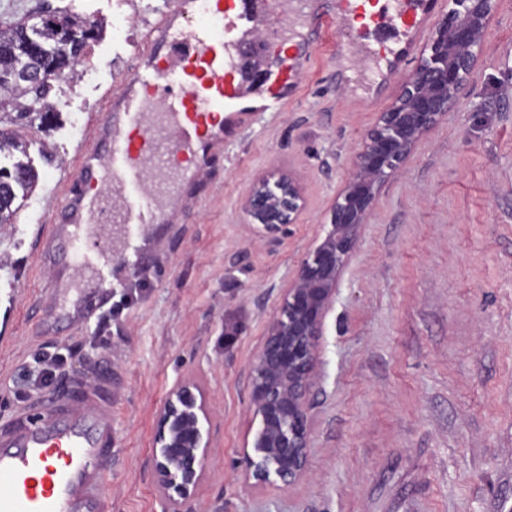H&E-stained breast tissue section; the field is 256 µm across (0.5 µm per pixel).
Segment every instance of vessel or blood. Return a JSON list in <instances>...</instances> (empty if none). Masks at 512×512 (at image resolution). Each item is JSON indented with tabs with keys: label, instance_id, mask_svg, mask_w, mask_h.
Listing matches in <instances>:
<instances>
[{
	"label": "vessel or blood",
	"instance_id": "1",
	"mask_svg": "<svg viewBox=\"0 0 512 512\" xmlns=\"http://www.w3.org/2000/svg\"><path fill=\"white\" fill-rule=\"evenodd\" d=\"M270 0H207L196 17V0H179L177 11L153 26L151 40L120 93L108 97L91 123L77 163L57 189L58 202L45 218L41 261L69 273L71 249L100 288L93 299L59 306L57 319L85 316L105 306L122 286L112 276L113 254L135 267L148 252L129 227L167 223L182 187L200 162L224 141L225 127L275 112L295 99L298 77L312 54L313 32L350 19L378 30L390 20L391 49L360 41L350 49L360 63L357 78L394 74L414 56L439 0H344L333 17L314 0H284L288 16L306 19V31L282 38L267 51L256 35ZM261 71L272 94L246 105L243 65ZM112 376L72 378L60 392L0 420V512H112Z\"/></svg>",
	"mask_w": 512,
	"mask_h": 512
}]
</instances>
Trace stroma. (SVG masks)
Returning <instances> with one entry per match:
<instances>
[{
  "label": "stroma",
  "instance_id": "stroma-1",
  "mask_svg": "<svg viewBox=\"0 0 512 512\" xmlns=\"http://www.w3.org/2000/svg\"><path fill=\"white\" fill-rule=\"evenodd\" d=\"M171 0H0V22L72 13L100 21L94 64L56 83L58 116L14 129L38 174L0 228V419L47 344L88 347L97 317L42 323L59 293L39 259L53 188L100 111L130 74L112 25L146 33ZM356 63L328 30L283 111L241 125L201 167L151 255L126 272L130 302L112 324V512H166L153 474L157 413L171 389L204 393L209 449L193 512H512V0H499L461 109L382 184L339 279L309 399L307 471L292 485L246 479L260 424L248 370L283 289L322 236L353 161L404 74L382 93L337 84ZM292 175L305 207L259 233L244 209L255 181Z\"/></svg>",
  "mask_w": 512,
  "mask_h": 512
}]
</instances>
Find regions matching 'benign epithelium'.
<instances>
[{
	"label": "benign epithelium",
	"instance_id": "7a95c632",
	"mask_svg": "<svg viewBox=\"0 0 512 512\" xmlns=\"http://www.w3.org/2000/svg\"><path fill=\"white\" fill-rule=\"evenodd\" d=\"M496 8L497 0H449L448 11L431 33L427 55L357 152L333 206L330 228L284 289L249 367L251 402L260 425L251 439L254 455L244 453V466L256 483L274 475L289 485L305 473L308 401L324 321L358 230L380 185L464 99ZM303 205L295 179L275 173L257 178L245 200L251 222L269 233L294 223ZM206 415L204 396L190 383L175 388L159 413L154 476L169 512H190L194 490L205 475L208 448L200 421Z\"/></svg>",
	"mask_w": 512,
	"mask_h": 512
}]
</instances>
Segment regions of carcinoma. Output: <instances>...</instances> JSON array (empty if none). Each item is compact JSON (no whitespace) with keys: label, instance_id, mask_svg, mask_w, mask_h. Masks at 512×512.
I'll list each match as a JSON object with an SVG mask.
<instances>
[{"label":"carcinoma","instance_id":"1","mask_svg":"<svg viewBox=\"0 0 512 512\" xmlns=\"http://www.w3.org/2000/svg\"><path fill=\"white\" fill-rule=\"evenodd\" d=\"M45 14L0 26V106L8 104L19 117H36L48 122L55 107L49 93L54 82L74 73L82 64L85 49L96 39L99 23L79 16L63 17L65 29L44 25ZM56 65L59 72L30 80L26 72L37 65ZM0 119V154L23 150V144ZM38 175L29 166L16 163L0 166V226L14 220L17 191L32 186Z\"/></svg>","mask_w":512,"mask_h":512}]
</instances>
